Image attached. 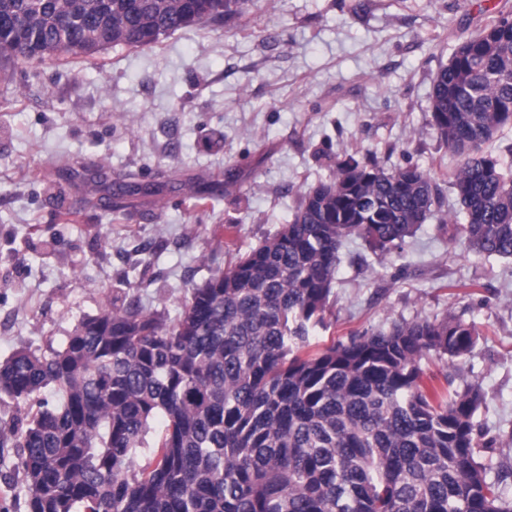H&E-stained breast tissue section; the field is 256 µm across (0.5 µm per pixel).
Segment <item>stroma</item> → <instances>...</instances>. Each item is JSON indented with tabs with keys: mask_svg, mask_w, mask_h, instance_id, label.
<instances>
[{
	"mask_svg": "<svg viewBox=\"0 0 512 512\" xmlns=\"http://www.w3.org/2000/svg\"><path fill=\"white\" fill-rule=\"evenodd\" d=\"M493 8L512 0H249L217 31L0 71V362L61 348L80 321L130 297L176 320L192 285L272 236L347 153L420 166L460 213L447 189L458 158L429 124V96ZM75 162L106 165L114 181L203 173L209 204L164 189L107 211L89 203L91 185L59 179ZM63 211L75 223H60ZM438 225L430 217L388 255L346 239L312 343L448 313L474 325L465 358L422 367L481 386L479 459L493 478L512 468V260L475 255ZM15 460L0 448V512H26Z\"/></svg>",
	"mask_w": 512,
	"mask_h": 512,
	"instance_id": "1",
	"label": "stroma"
}]
</instances>
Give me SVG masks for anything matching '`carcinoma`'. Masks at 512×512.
<instances>
[{
    "label": "carcinoma",
    "mask_w": 512,
    "mask_h": 512,
    "mask_svg": "<svg viewBox=\"0 0 512 512\" xmlns=\"http://www.w3.org/2000/svg\"><path fill=\"white\" fill-rule=\"evenodd\" d=\"M248 0H0V66L90 58L178 30H215ZM430 125L460 162L448 185L483 257L512 258V167L483 150L512 128V14L460 38L430 94ZM92 178L100 204L156 184ZM439 186L373 155L336 162L291 219L190 289L169 323L130 299L82 320L65 346L0 365V399L29 404L15 470L27 512H512L477 457L480 385L437 388L422 360L465 357L474 329L451 314L395 322L321 350L343 239L387 254L433 213ZM52 386L50 406L40 399ZM165 428L153 441L151 422ZM139 448L149 460L135 462Z\"/></svg>",
    "instance_id": "1"
}]
</instances>
